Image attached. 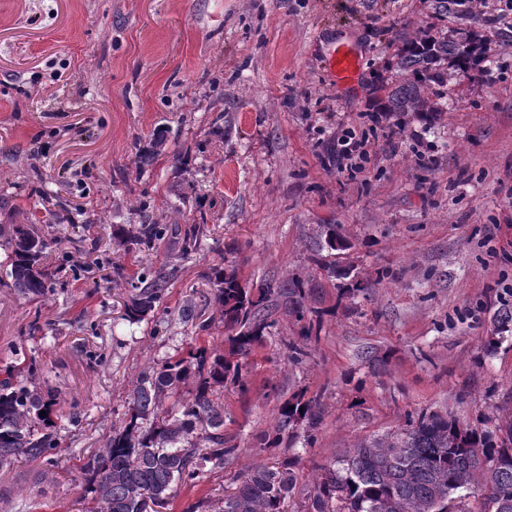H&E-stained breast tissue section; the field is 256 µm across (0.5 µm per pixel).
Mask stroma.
I'll use <instances>...</instances> for the list:
<instances>
[{"mask_svg": "<svg viewBox=\"0 0 512 512\" xmlns=\"http://www.w3.org/2000/svg\"><path fill=\"white\" fill-rule=\"evenodd\" d=\"M476 11L493 47L482 73L438 96L435 124L408 114L386 130L365 115L428 0H0V225H31L60 267L39 302L0 270V373L36 360L59 442L51 462L0 470V512H78L80 467L121 427L133 382L188 347L223 349L216 267L245 283L313 279L317 335L290 363L301 325L276 312L246 391L221 393L235 464L178 488L166 512H222L236 475L291 454L288 512H304L321 466L408 416L512 418V331L495 319L512 286V0ZM340 43L361 57L351 88L327 67ZM347 128L369 145L354 175L336 166ZM144 222L167 225L165 240L119 237ZM196 223L199 248L182 257ZM322 224L350 242L335 260L374 281L367 294L338 298L309 263ZM159 268L158 309L129 323L127 279ZM301 390L324 410L314 443L299 429L272 444Z\"/></svg>", "mask_w": 512, "mask_h": 512, "instance_id": "obj_1", "label": "stroma"}]
</instances>
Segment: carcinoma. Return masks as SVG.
Returning a JSON list of instances; mask_svg holds the SVG:
<instances>
[{
	"mask_svg": "<svg viewBox=\"0 0 512 512\" xmlns=\"http://www.w3.org/2000/svg\"><path fill=\"white\" fill-rule=\"evenodd\" d=\"M430 9L431 17L440 21L475 18L472 0H430ZM483 60L484 45L473 32L454 39L432 23L418 28L404 37L395 54L394 69L401 78L384 86L382 112L439 119L440 109L431 103L435 88L447 86L456 75H470ZM319 228L310 264L336 280L338 296L367 293L372 284L358 278L353 268L326 262V254L350 248L338 225ZM166 233L160 224H141L127 232L126 242L157 241ZM0 236L10 249L6 275L11 287L32 302L44 298L50 291L44 240L27 224H1ZM212 284L227 331L224 353L191 349L185 356L154 364L137 378L124 426L81 467L86 492L100 512H158L178 486L200 478L206 468L233 464L238 448L224 438V409L213 400L215 388L229 383L245 387L239 358L263 343L279 307L298 322L310 311L308 283L301 279L246 287L236 273L221 268ZM165 285L161 272L128 282L126 319L141 321L152 313ZM312 331V325L305 324L302 341H288L290 362L300 364L309 355L305 340ZM37 371L34 360L24 359L0 380L1 470L22 458L48 462L58 447L56 396L33 390L23 380ZM190 381L196 392L186 399L181 388ZM170 400L178 405L174 412L166 408ZM41 411L45 415H39ZM322 419L318 399L294 393L279 409L272 443L299 426L305 427L311 443ZM295 482L289 458L271 466L255 465L224 495L223 512H285ZM479 483L487 491L481 512H512V421L489 430L438 412H422L409 417L406 428L350 448L322 467L311 486L308 512H448V502Z\"/></svg>",
	"mask_w": 512,
	"mask_h": 512,
	"instance_id": "1",
	"label": "carcinoma"
}]
</instances>
